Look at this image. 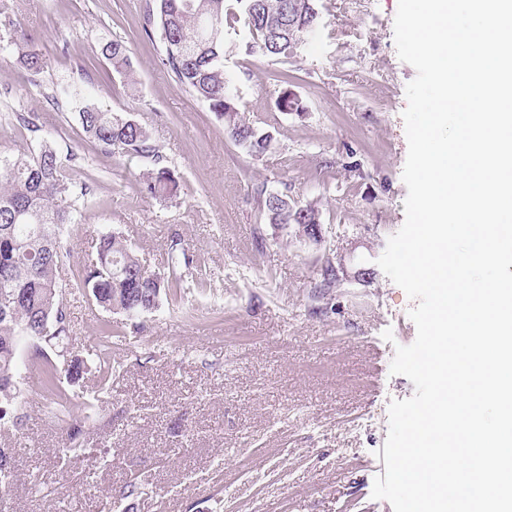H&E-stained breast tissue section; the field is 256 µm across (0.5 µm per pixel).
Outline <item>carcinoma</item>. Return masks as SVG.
<instances>
[{
    "label": "carcinoma",
    "mask_w": 512,
    "mask_h": 512,
    "mask_svg": "<svg viewBox=\"0 0 512 512\" xmlns=\"http://www.w3.org/2000/svg\"><path fill=\"white\" fill-rule=\"evenodd\" d=\"M319 0H153L144 13L143 31L159 44V61L178 86L205 103L224 127V134L246 155L259 160L271 149L273 135L252 123L241 112L240 96L224 74V29L243 22L245 53L260 54L282 65L297 56L300 48L318 33ZM113 70L132 83L131 46L113 39L102 48ZM21 62L35 73L46 62L30 50ZM284 88L274 106L279 112L306 115L307 109L289 85L288 74H277ZM78 113L86 135L114 155L136 154L158 168L136 180L139 192L148 198H172L178 183L171 171L160 165L162 155L149 130L124 112L105 109L92 101ZM257 198L266 223L288 224L289 233L300 224L321 223L319 209L290 198L288 188L264 187ZM64 199L66 206L60 205ZM95 201L90 181L74 176L69 160L48 143L25 160L0 155V426L13 425L22 363L20 350L38 336L58 332L70 335L64 305L61 272L68 255L61 228L76 224L81 210ZM170 246L168 271H151L131 245L109 229L98 233L96 254L78 273L71 292L110 313L133 318L155 311L163 294L179 288L181 266L190 258ZM336 287L331 273L321 274L314 284V297H324ZM112 325L102 329L96 358L99 382L112 376ZM42 359V387L63 398L60 372L46 353Z\"/></svg>",
    "instance_id": "cac0c4a2"
}]
</instances>
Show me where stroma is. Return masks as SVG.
<instances>
[{"label": "stroma", "mask_w": 512, "mask_h": 512, "mask_svg": "<svg viewBox=\"0 0 512 512\" xmlns=\"http://www.w3.org/2000/svg\"><path fill=\"white\" fill-rule=\"evenodd\" d=\"M319 5L322 30L287 65L302 118L273 109L277 65L225 35L224 71L250 118L274 136L256 161L159 65L142 30L146 0H0V37L47 62L36 73L0 57V153L24 159L46 139L71 156L78 178L95 180V205L64 232L72 271L94 257L102 228L155 271L174 240L195 258L174 295L136 320L65 294L82 342L75 355L89 369L61 380L66 419L41 386L34 350H23L20 422L0 430V448L20 460L0 495L7 512H37L45 494L48 512H393L372 489L385 472L389 404L414 394L390 364L396 345L416 338L415 302L377 260L405 222L402 113L416 70L397 56L398 0ZM115 38L133 49L138 98L100 53ZM57 84L92 90L100 106L145 126L179 183L177 198L137 194L135 179L152 162L91 142L74 102L48 106ZM21 113L48 116L51 135L19 126ZM261 183L319 208L322 249L262 223L251 196ZM323 249L369 277L311 301ZM107 322L112 380L100 388L92 348ZM71 426L81 433L66 448ZM133 476L142 492L123 497Z\"/></svg>", "instance_id": "1"}]
</instances>
